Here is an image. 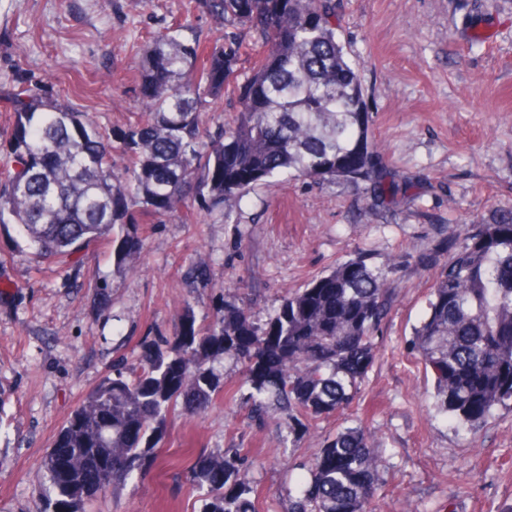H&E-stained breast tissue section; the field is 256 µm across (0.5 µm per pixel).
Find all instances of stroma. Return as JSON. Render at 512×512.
Wrapping results in <instances>:
<instances>
[{
    "label": "stroma",
    "mask_w": 512,
    "mask_h": 512,
    "mask_svg": "<svg viewBox=\"0 0 512 512\" xmlns=\"http://www.w3.org/2000/svg\"><path fill=\"white\" fill-rule=\"evenodd\" d=\"M181 18L187 37L216 39L188 0H0V143L13 131L5 96L20 86L59 96L108 133L136 122L138 52ZM336 25L362 74L371 136L397 195L283 176L227 217L194 204L189 224L144 213V257L125 273L114 270L111 238L50 263L17 225H0V512H39L40 463L69 415L115 353L136 360L146 336L168 350L185 307L200 319L222 296L262 319L287 289L356 248L382 267L433 247L437 225L479 224L512 206V0H336ZM199 261L208 279L189 283L187 268ZM393 277L400 297L363 382L365 411L332 415L293 443L277 419L259 428L243 404L217 399L200 416L173 418L156 464L85 512H199L188 467L230 448L241 449L272 512H288L300 477L289 461L310 460L328 435L357 423L383 445L376 512L512 506V412L474 431L436 412L431 377L406 349L436 274L406 264Z\"/></svg>",
    "instance_id": "stroma-1"
}]
</instances>
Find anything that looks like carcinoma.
I'll return each instance as SVG.
<instances>
[{
    "label": "carcinoma",
    "instance_id": "cac0c4a2",
    "mask_svg": "<svg viewBox=\"0 0 512 512\" xmlns=\"http://www.w3.org/2000/svg\"><path fill=\"white\" fill-rule=\"evenodd\" d=\"M195 8L219 38H185L182 24L153 37L137 65L144 118L111 138L42 89L9 97L14 168L0 177V224L19 225L41 258L73 255L110 231L123 272L144 255L132 231L139 214L174 215L191 198L228 216L281 174L371 182L379 198L396 192L383 182L360 73L336 36V0H195ZM226 93L237 99L236 116L213 133L203 115ZM113 150L130 160L122 175L107 162ZM443 232L435 247L396 259L440 269L409 350L432 376L438 412L475 430L496 410L512 411V208ZM394 269L359 250L288 292L263 320L226 301L206 325L185 311L170 356L143 337L138 367L115 357L57 434L65 457L41 462L40 512H84L155 465L170 419L200 415L220 396L242 401L258 426L277 414L294 443L311 422L360 404L399 297ZM220 356L240 365L237 387H224ZM241 462L238 448L195 457L190 479L206 489L200 512H268ZM297 468L305 476L288 512H374L379 456L363 427L327 437Z\"/></svg>",
    "mask_w": 512,
    "mask_h": 512
}]
</instances>
